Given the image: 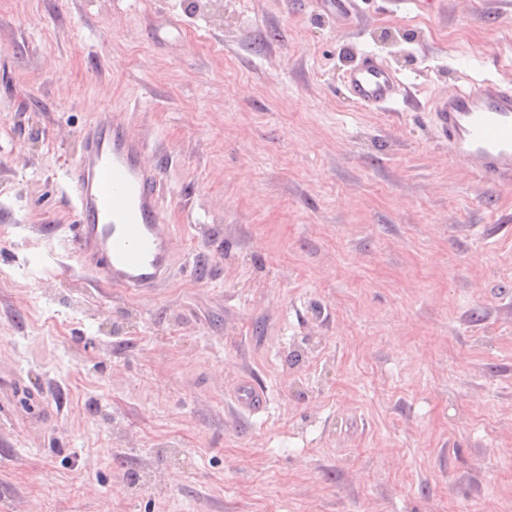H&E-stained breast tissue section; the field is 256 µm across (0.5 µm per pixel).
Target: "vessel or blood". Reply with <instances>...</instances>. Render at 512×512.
Returning a JSON list of instances; mask_svg holds the SVG:
<instances>
[{"instance_id": "vessel-or-blood-1", "label": "vessel or blood", "mask_w": 512, "mask_h": 512, "mask_svg": "<svg viewBox=\"0 0 512 512\" xmlns=\"http://www.w3.org/2000/svg\"><path fill=\"white\" fill-rule=\"evenodd\" d=\"M312 2L345 25L357 12V0ZM340 83L348 100L368 109L389 108L407 94L398 74L373 54L356 58ZM431 110L441 138L475 176L492 186L512 183V83L485 80L434 99ZM144 155L143 142L105 112L84 132L67 177L73 250L87 258L95 281L149 294L169 275L174 255L161 172ZM235 395L246 411L266 406L257 384L240 383Z\"/></svg>"}]
</instances>
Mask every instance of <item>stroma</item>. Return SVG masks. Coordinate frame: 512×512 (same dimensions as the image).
Masks as SVG:
<instances>
[{
    "instance_id": "1",
    "label": "stroma",
    "mask_w": 512,
    "mask_h": 512,
    "mask_svg": "<svg viewBox=\"0 0 512 512\" xmlns=\"http://www.w3.org/2000/svg\"><path fill=\"white\" fill-rule=\"evenodd\" d=\"M372 53L410 105L362 109ZM512 82V0H0V415L10 512H512V186L431 100ZM161 164L174 276L66 251L82 130ZM252 379L265 411L233 397ZM312 4L330 11L343 25L350 24L357 12L356 0H312ZM340 83L345 97L362 108L386 109L407 95L398 74L373 54L356 58L341 74Z\"/></svg>"
}]
</instances>
